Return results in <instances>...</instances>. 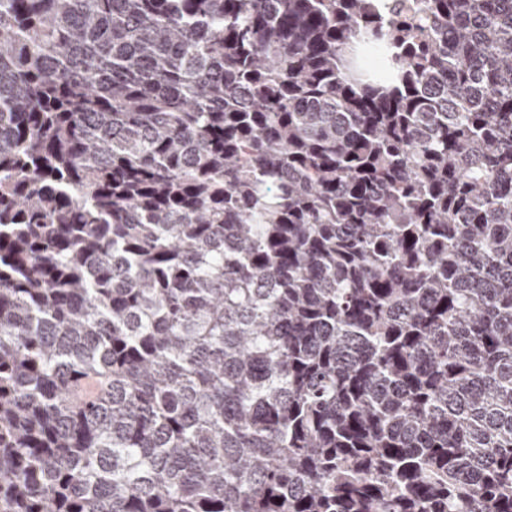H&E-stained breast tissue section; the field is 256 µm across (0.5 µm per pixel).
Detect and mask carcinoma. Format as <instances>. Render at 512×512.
I'll list each match as a JSON object with an SVG mask.
<instances>
[{
	"label": "carcinoma",
	"instance_id": "carcinoma-1",
	"mask_svg": "<svg viewBox=\"0 0 512 512\" xmlns=\"http://www.w3.org/2000/svg\"><path fill=\"white\" fill-rule=\"evenodd\" d=\"M0 512H512V0H0Z\"/></svg>",
	"mask_w": 512,
	"mask_h": 512
}]
</instances>
